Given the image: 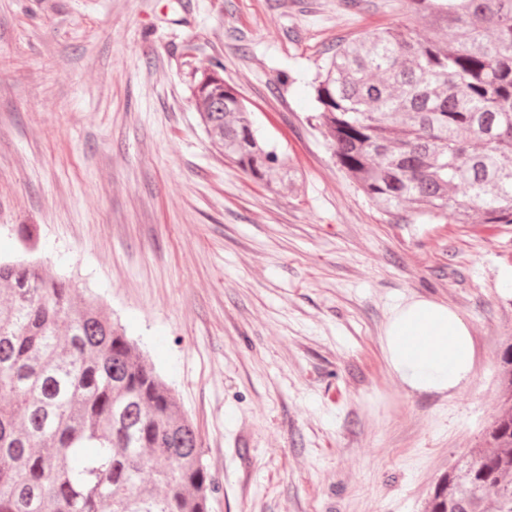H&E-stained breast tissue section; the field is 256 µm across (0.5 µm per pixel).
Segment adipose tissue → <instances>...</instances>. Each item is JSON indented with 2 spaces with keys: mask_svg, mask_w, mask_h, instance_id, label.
<instances>
[{
  "mask_svg": "<svg viewBox=\"0 0 512 512\" xmlns=\"http://www.w3.org/2000/svg\"><path fill=\"white\" fill-rule=\"evenodd\" d=\"M383 349L392 372L417 393L452 395L474 376L475 347L466 317L431 299L393 309Z\"/></svg>",
  "mask_w": 512,
  "mask_h": 512,
  "instance_id": "adipose-tissue-1",
  "label": "adipose tissue"
}]
</instances>
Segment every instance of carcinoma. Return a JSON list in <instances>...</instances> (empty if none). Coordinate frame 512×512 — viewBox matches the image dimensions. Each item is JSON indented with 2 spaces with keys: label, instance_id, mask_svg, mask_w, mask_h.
<instances>
[{
  "label": "carcinoma",
  "instance_id": "obj_1",
  "mask_svg": "<svg viewBox=\"0 0 512 512\" xmlns=\"http://www.w3.org/2000/svg\"><path fill=\"white\" fill-rule=\"evenodd\" d=\"M401 23L336 42L310 84L336 166L386 214L512 224V0H404ZM192 96L212 146L272 191L302 173L215 70ZM0 512H209L194 425L137 344L36 260L0 259ZM499 415L430 512H512V336Z\"/></svg>",
  "mask_w": 512,
  "mask_h": 512
}]
</instances>
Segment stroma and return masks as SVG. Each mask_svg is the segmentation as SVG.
Returning a JSON list of instances; mask_svg holds the SVG:
<instances>
[{
	"label": "stroma",
	"instance_id": "1",
	"mask_svg": "<svg viewBox=\"0 0 512 512\" xmlns=\"http://www.w3.org/2000/svg\"><path fill=\"white\" fill-rule=\"evenodd\" d=\"M398 0H0V257L98 296L194 424L210 512H426L499 405L512 224H404L341 172L306 84ZM245 98L306 178L269 191L224 160L191 87ZM467 319L471 382L414 393L381 336L395 306Z\"/></svg>",
	"mask_w": 512,
	"mask_h": 512
}]
</instances>
